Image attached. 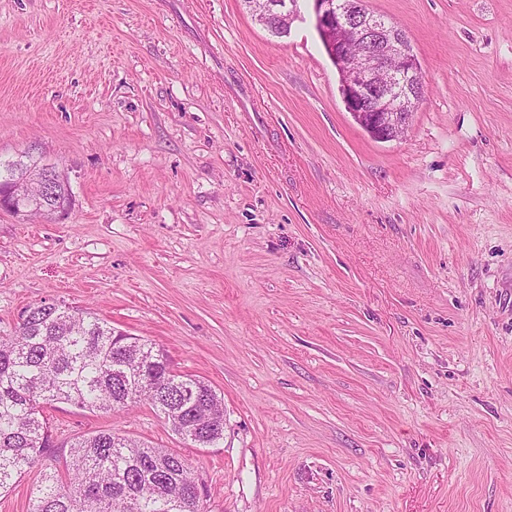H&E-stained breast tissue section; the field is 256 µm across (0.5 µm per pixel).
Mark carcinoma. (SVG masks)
Returning a JSON list of instances; mask_svg holds the SVG:
<instances>
[{
    "mask_svg": "<svg viewBox=\"0 0 512 512\" xmlns=\"http://www.w3.org/2000/svg\"><path fill=\"white\" fill-rule=\"evenodd\" d=\"M30 169L21 160L0 162V186ZM70 199L58 178L43 209L52 214ZM25 311L14 335L0 336V492L50 457L45 409L58 403L112 413L145 402L195 446L223 439V399L207 381L173 372L153 343L64 302ZM204 488L180 454L98 431L75 438L64 471H42L28 512H203Z\"/></svg>",
    "mask_w": 512,
    "mask_h": 512,
    "instance_id": "carcinoma-1",
    "label": "carcinoma"
}]
</instances>
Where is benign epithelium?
<instances>
[{
	"mask_svg": "<svg viewBox=\"0 0 512 512\" xmlns=\"http://www.w3.org/2000/svg\"><path fill=\"white\" fill-rule=\"evenodd\" d=\"M298 0L281 9L271 0H250L254 20L288 30ZM317 28L341 75L340 93L356 123L379 141L402 139L425 96L420 64L406 33L373 18L363 0H313ZM51 174L35 169L0 193V209L29 216L42 212V194L30 189Z\"/></svg>",
	"mask_w": 512,
	"mask_h": 512,
	"instance_id": "benign-epithelium-1",
	"label": "benign epithelium"
}]
</instances>
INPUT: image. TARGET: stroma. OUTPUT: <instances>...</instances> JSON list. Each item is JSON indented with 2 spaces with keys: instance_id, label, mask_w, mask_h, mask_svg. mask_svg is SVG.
Masks as SVG:
<instances>
[{
  "instance_id": "1",
  "label": "stroma",
  "mask_w": 512,
  "mask_h": 512,
  "mask_svg": "<svg viewBox=\"0 0 512 512\" xmlns=\"http://www.w3.org/2000/svg\"><path fill=\"white\" fill-rule=\"evenodd\" d=\"M427 92L368 135L299 0H0V160L67 178L0 211V336L87 308L224 398L185 443L138 403L63 404L52 457L113 431L185 457L204 512H512V0H366ZM298 0H291L287 9L276 7L270 0H250L248 3L254 20L266 29L287 30L298 16ZM297 5V6H296Z\"/></svg>"
}]
</instances>
